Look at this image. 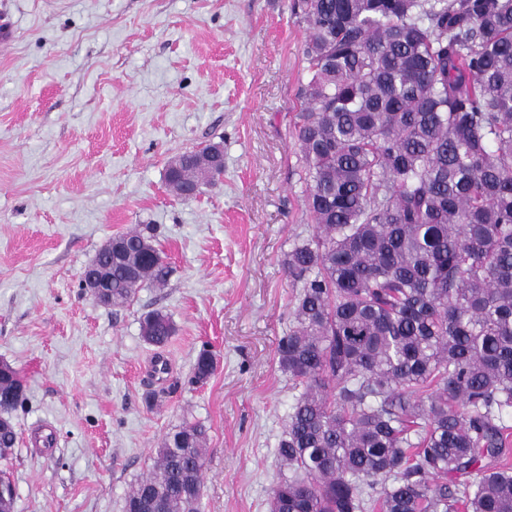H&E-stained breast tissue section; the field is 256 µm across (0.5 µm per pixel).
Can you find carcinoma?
Wrapping results in <instances>:
<instances>
[{
    "mask_svg": "<svg viewBox=\"0 0 512 512\" xmlns=\"http://www.w3.org/2000/svg\"><path fill=\"white\" fill-rule=\"evenodd\" d=\"M308 81L296 115L315 232L279 365L302 392L272 512H512V0H294ZM223 171L208 145L168 184ZM149 225L114 238L105 305L166 283ZM170 317L141 335L165 346ZM215 369L198 355L192 383ZM22 389L0 378V458ZM207 430L167 434L124 512H200ZM0 471V512L15 491Z\"/></svg>",
    "mask_w": 512,
    "mask_h": 512,
    "instance_id": "1",
    "label": "carcinoma"
}]
</instances>
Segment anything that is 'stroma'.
I'll use <instances>...</instances> for the list:
<instances>
[{
    "label": "stroma",
    "instance_id": "1",
    "mask_svg": "<svg viewBox=\"0 0 512 512\" xmlns=\"http://www.w3.org/2000/svg\"><path fill=\"white\" fill-rule=\"evenodd\" d=\"M292 0H0V362L22 379L14 512H124L165 436L209 433L202 512H270L297 394L278 363L312 235L293 136L306 31ZM224 173L183 199L175 156ZM152 224L172 274L122 307L80 286ZM176 328L161 348L140 323ZM216 369L191 384L202 350ZM222 171L223 165L216 145H208L172 159L168 164L166 178L168 176V184L172 189L184 196L182 188L185 183H209L218 178ZM141 335L150 345L165 346L174 333L170 317L160 310L147 313L141 321Z\"/></svg>",
    "mask_w": 512,
    "mask_h": 512
}]
</instances>
